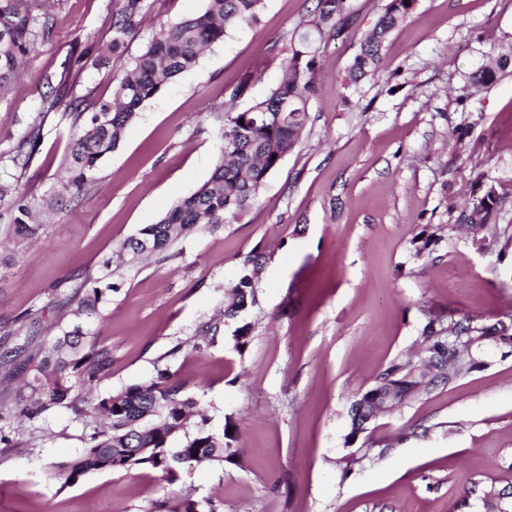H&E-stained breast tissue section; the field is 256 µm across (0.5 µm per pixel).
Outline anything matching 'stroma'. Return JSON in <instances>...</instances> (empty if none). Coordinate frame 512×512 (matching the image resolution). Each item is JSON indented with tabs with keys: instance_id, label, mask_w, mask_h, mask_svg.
I'll return each mask as SVG.
<instances>
[{
	"instance_id": "stroma-1",
	"label": "stroma",
	"mask_w": 512,
	"mask_h": 512,
	"mask_svg": "<svg viewBox=\"0 0 512 512\" xmlns=\"http://www.w3.org/2000/svg\"><path fill=\"white\" fill-rule=\"evenodd\" d=\"M50 37L27 76L0 93V150L36 116L66 58L103 31L120 0H48ZM387 0H349L348 38L322 54L296 149L234 224L199 228L175 255L119 262L120 243L156 222L210 177L229 106L247 108L281 79L289 39L316 0H264L255 23L230 29L191 69L145 102L77 199L54 203L83 126L51 115L23 184L41 203L38 237L10 247L0 220V349L46 344L18 318L50 289L113 258L119 291L90 328L112 351L99 393L172 373L215 429L236 426L238 464L202 463L176 490L224 512H484L474 484L512 496V344L488 343L481 369L379 416L354 442L347 409L394 357L419 345L428 319L485 315L512 330V67L489 84L471 75L512 48V0H417L389 38L383 66L349 67ZM121 61L84 65L75 91L111 98L159 24L194 16L204 0H151ZM249 92L232 99L244 74ZM494 186L491 227L464 223L470 194ZM438 243L417 254L422 231ZM260 257L256 301L223 316L245 256ZM216 321L214 341L201 337ZM250 324L245 351L233 334ZM91 429L60 408L40 430L0 444V512H147L168 485L142 469L92 473L64 487L47 469L81 453ZM354 458L342 473L341 458Z\"/></svg>"
}]
</instances>
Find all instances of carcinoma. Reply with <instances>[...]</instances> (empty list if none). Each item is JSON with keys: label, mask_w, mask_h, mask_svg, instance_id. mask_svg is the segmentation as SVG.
<instances>
[{"label": "carcinoma", "mask_w": 512, "mask_h": 512, "mask_svg": "<svg viewBox=\"0 0 512 512\" xmlns=\"http://www.w3.org/2000/svg\"><path fill=\"white\" fill-rule=\"evenodd\" d=\"M416 0H388L368 32L349 70L356 82L375 75L382 66L383 49L391 34L411 16ZM262 0H206L196 16L160 26L141 53L133 59L113 89L109 100L89 101L73 94L72 62L59 73L57 91L44 96L38 119L26 127L0 159L10 162L12 182L0 181V202L11 197L9 223L15 241L24 245L35 238L40 225L33 223L37 200L21 187L41 139L44 122L65 105L63 115L84 119L82 133L74 139L66 161V175L55 185L59 197H78L96 176L103 160L118 146L136 111L159 94L176 76L194 66L204 48L224 40L238 24L255 22ZM150 9L147 0H122L112 14L109 41L95 38L76 58H94L96 64L122 58L126 38L143 22ZM350 24L348 0H317L305 28L291 34V55L285 75L266 98L240 112L224 113L221 137L224 148L210 178L192 195L178 201L154 224L143 225L126 239L120 250L136 259L172 249L187 231L204 224L216 226L238 221L258 200L268 178L297 146L308 118L307 103L314 91L322 46L342 38ZM52 28L50 18L34 10L31 0H0V90L18 82L26 73L39 39ZM106 115L102 123L98 115ZM497 203L494 187L469 201L464 219L485 223ZM244 274L229 288L231 302L224 316L234 318L248 302L255 301L254 279L259 269L252 256L244 259ZM111 273L94 279L75 278L68 291L54 289L44 309L21 316L31 328L43 323V310L52 313L50 325L58 329L52 342L33 351L16 370L26 374L29 390L23 402H0V423L15 417L36 421L56 408H68L82 418L102 420L84 451L52 466L49 476L67 487L95 472L152 469L175 484L185 466L201 462L224 467L236 462L231 446V422L215 430L209 418L183 394V386L167 372L143 383L122 387L105 395L95 393L98 375L112 364L111 350L88 328L99 316L106 294L117 290L108 282ZM422 355L416 360L397 356L375 378L374 385L350 403L349 432L345 441L366 432L369 418L399 409L480 367L482 346L489 341L508 343L500 322L477 315L465 322L443 326L431 318L421 331ZM180 446H170L172 440ZM487 512H512L503 494L481 487ZM148 512H220L210 498L201 500L167 492L150 504Z\"/></svg>", "instance_id": "obj_1"}]
</instances>
